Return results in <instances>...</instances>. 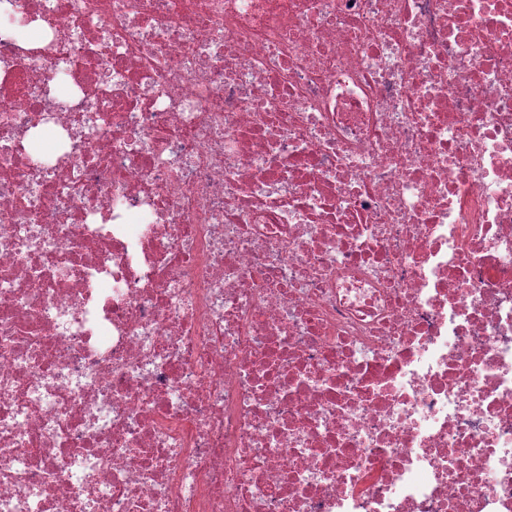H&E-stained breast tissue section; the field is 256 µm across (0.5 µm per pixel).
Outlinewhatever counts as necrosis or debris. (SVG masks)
<instances>
[{"label": "necrosis or debris", "mask_w": 512, "mask_h": 512, "mask_svg": "<svg viewBox=\"0 0 512 512\" xmlns=\"http://www.w3.org/2000/svg\"><path fill=\"white\" fill-rule=\"evenodd\" d=\"M0 12V512H512V0Z\"/></svg>", "instance_id": "4bbe7bcc"}]
</instances>
